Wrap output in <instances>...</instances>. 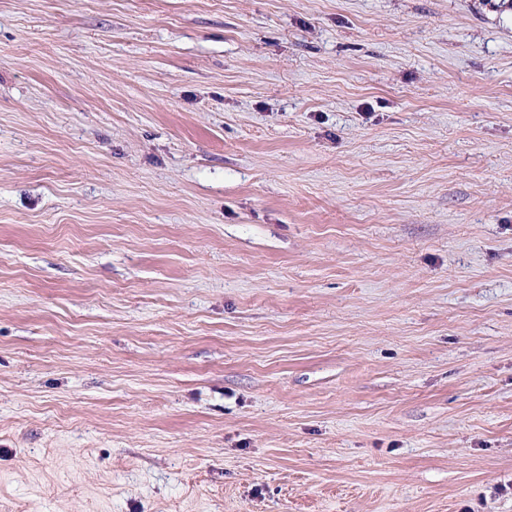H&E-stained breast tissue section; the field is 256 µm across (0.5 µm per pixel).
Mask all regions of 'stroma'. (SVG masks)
<instances>
[{"label":"stroma","instance_id":"35a3bbf8","mask_svg":"<svg viewBox=\"0 0 512 512\" xmlns=\"http://www.w3.org/2000/svg\"><path fill=\"white\" fill-rule=\"evenodd\" d=\"M0 512H512V13L0 0Z\"/></svg>","mask_w":512,"mask_h":512}]
</instances>
